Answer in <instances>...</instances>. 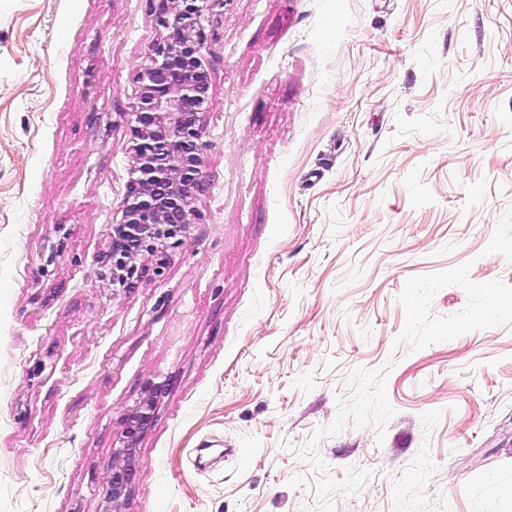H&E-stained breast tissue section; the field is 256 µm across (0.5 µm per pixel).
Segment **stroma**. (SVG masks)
<instances>
[{"mask_svg": "<svg viewBox=\"0 0 512 512\" xmlns=\"http://www.w3.org/2000/svg\"><path fill=\"white\" fill-rule=\"evenodd\" d=\"M176 247L99 275L147 0H0V512H512V0H226ZM500 312L486 317L490 302ZM165 390V385H152L142 399L125 410V440L122 448L115 453L121 462L112 465L105 494L113 512H121L122 506L128 500L140 436L151 422L155 405Z\"/></svg>", "mask_w": 512, "mask_h": 512, "instance_id": "35a3bbf8", "label": "stroma"}]
</instances>
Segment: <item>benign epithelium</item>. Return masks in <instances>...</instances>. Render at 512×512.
Instances as JSON below:
<instances>
[{"mask_svg":"<svg viewBox=\"0 0 512 512\" xmlns=\"http://www.w3.org/2000/svg\"><path fill=\"white\" fill-rule=\"evenodd\" d=\"M163 34L150 50L140 84L131 156L132 180L112 224L101 276L123 287L138 273L137 261L178 243L191 217L205 166L204 114L211 88L202 63L205 24L224 15V0H149ZM165 386L153 385L123 415L125 435L116 451L106 499L112 512L128 500L141 434L153 418Z\"/></svg>","mask_w":512,"mask_h":512,"instance_id":"obj_1","label":"benign epithelium"}]
</instances>
